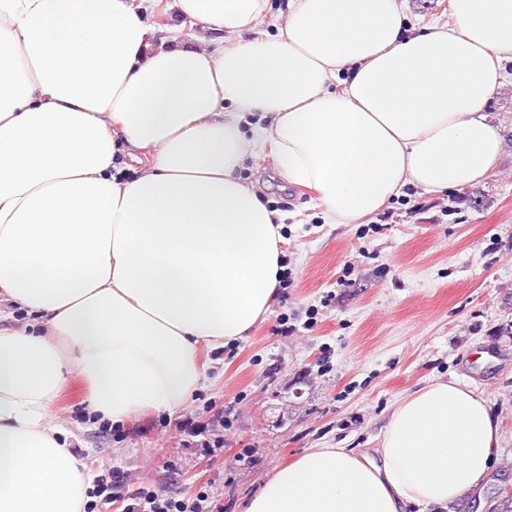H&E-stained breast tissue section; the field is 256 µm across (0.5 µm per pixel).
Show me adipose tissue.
<instances>
[{
	"mask_svg": "<svg viewBox=\"0 0 512 512\" xmlns=\"http://www.w3.org/2000/svg\"><path fill=\"white\" fill-rule=\"evenodd\" d=\"M175 5L235 43L153 47L132 0H0V512H83L94 475L51 414L71 374L96 423L171 414L207 382L199 347L265 320L284 226L237 175L244 114L332 224L499 158L486 107L512 0H450L452 24L413 36L396 0H288L260 36L268 0ZM500 443L483 394L433 381L376 447L307 449L244 512H431L479 487ZM288 0H269L268 12L256 24V32L276 34L283 27L288 13Z\"/></svg>",
	"mask_w": 512,
	"mask_h": 512,
	"instance_id": "ef3b65f1",
	"label": "adipose tissue"
}]
</instances>
